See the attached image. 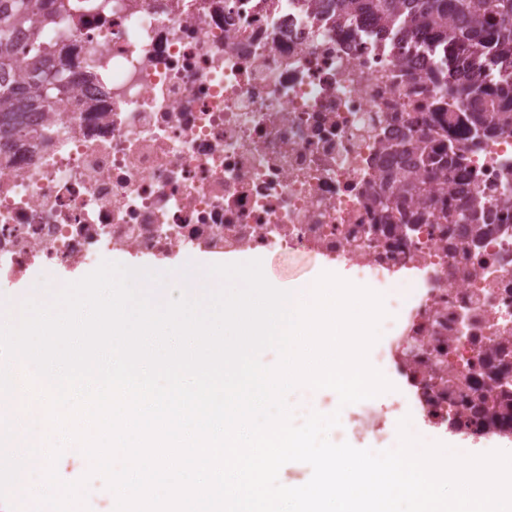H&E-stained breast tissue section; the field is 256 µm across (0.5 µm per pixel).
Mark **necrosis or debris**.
Masks as SVG:
<instances>
[{
    "label": "necrosis or debris",
    "mask_w": 512,
    "mask_h": 512,
    "mask_svg": "<svg viewBox=\"0 0 512 512\" xmlns=\"http://www.w3.org/2000/svg\"><path fill=\"white\" fill-rule=\"evenodd\" d=\"M74 46L60 104L0 155V280L123 251L156 270L197 250L301 253L405 285L378 368L406 410L512 438V216L383 223L399 147L440 121L488 209H512V130L471 128L446 69L328 0H112L40 30ZM381 372L394 385L395 389L381 394L377 401H373L370 404L377 410H386V408L391 406L394 402L401 400L406 393V386L404 381L393 370H385Z\"/></svg>",
    "instance_id": "1"
}]
</instances>
